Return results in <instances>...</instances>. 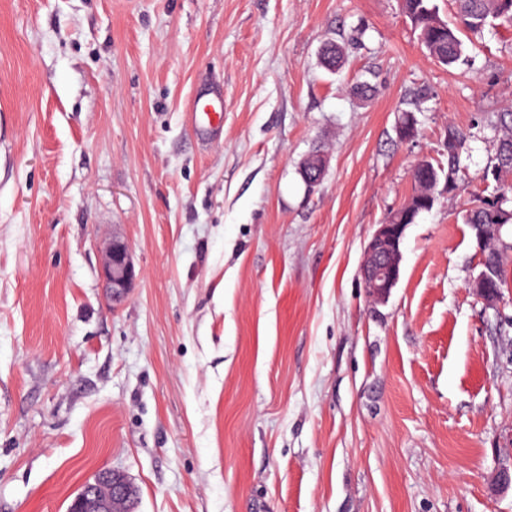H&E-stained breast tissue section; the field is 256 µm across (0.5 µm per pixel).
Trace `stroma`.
Masks as SVG:
<instances>
[{
  "label": "stroma",
  "mask_w": 512,
  "mask_h": 512,
  "mask_svg": "<svg viewBox=\"0 0 512 512\" xmlns=\"http://www.w3.org/2000/svg\"><path fill=\"white\" fill-rule=\"evenodd\" d=\"M461 39L435 63L400 0H0V512H68L104 469L134 512H512V288L473 293L461 218L490 193L512 25ZM204 74L210 146L185 119ZM451 125L457 189L375 303L364 246ZM188 125L198 142L212 144L224 139V89L215 81L199 82L186 110ZM103 273L112 302H121L135 281L130 247L124 240L114 238L103 251Z\"/></svg>",
  "instance_id": "35a3bbf8"
}]
</instances>
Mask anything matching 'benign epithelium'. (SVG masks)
Instances as JSON below:
<instances>
[{
  "instance_id": "7a95c632",
  "label": "benign epithelium",
  "mask_w": 512,
  "mask_h": 512,
  "mask_svg": "<svg viewBox=\"0 0 512 512\" xmlns=\"http://www.w3.org/2000/svg\"><path fill=\"white\" fill-rule=\"evenodd\" d=\"M415 205L404 204L388 224H379L365 247L360 274L368 295L378 302L386 301L401 276V244L405 225ZM103 273L112 302H121L135 281L130 247L124 240L114 238L103 251ZM470 288L490 305L499 302L501 285L485 270L472 281ZM135 486L125 476L106 472L102 478L87 484L76 497L78 512H112L115 498L129 499Z\"/></svg>"
}]
</instances>
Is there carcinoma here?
Segmentation results:
<instances>
[{"instance_id": "obj_1", "label": "carcinoma", "mask_w": 512, "mask_h": 512, "mask_svg": "<svg viewBox=\"0 0 512 512\" xmlns=\"http://www.w3.org/2000/svg\"><path fill=\"white\" fill-rule=\"evenodd\" d=\"M405 16L412 27L418 31V39L428 55L437 63L452 66L463 55V44L448 23L444 22L434 0H402ZM457 24L472 32L480 33L493 20L512 23V0H454ZM501 135L497 140L495 162L491 174L495 181L494 197L491 200L476 196L468 201L464 223L471 231L478 224H507L512 216H507L502 207L505 192L512 191V185L503 183V176L512 175V111L502 112L499 116ZM447 136V167L435 165L429 160L420 161L413 170L414 193L412 199L429 201L433 207L437 201L439 184H456L459 159L468 134L462 129L450 125ZM505 251L507 248L499 242L489 240L483 250L486 267L497 272L501 281H506Z\"/></svg>"}]
</instances>
